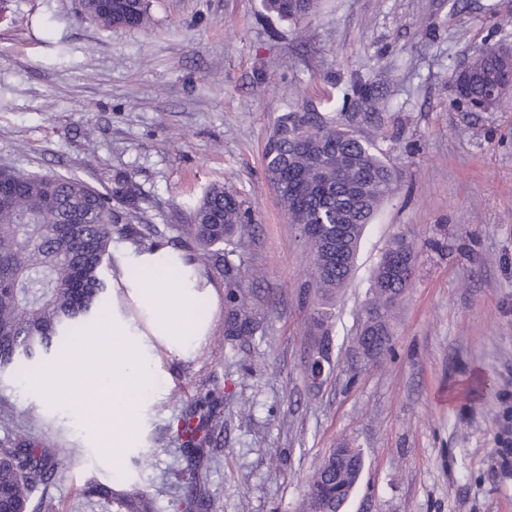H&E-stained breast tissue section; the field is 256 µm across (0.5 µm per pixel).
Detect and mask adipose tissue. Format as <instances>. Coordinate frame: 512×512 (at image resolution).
Listing matches in <instances>:
<instances>
[{"mask_svg": "<svg viewBox=\"0 0 512 512\" xmlns=\"http://www.w3.org/2000/svg\"><path fill=\"white\" fill-rule=\"evenodd\" d=\"M112 255L111 313L92 327L91 344L58 358L32 383L48 400L88 405V430L120 460L141 444L148 411L161 398V355L196 353L218 295L191 255L167 243L118 245Z\"/></svg>", "mask_w": 512, "mask_h": 512, "instance_id": "ef3b65f1", "label": "adipose tissue"}]
</instances>
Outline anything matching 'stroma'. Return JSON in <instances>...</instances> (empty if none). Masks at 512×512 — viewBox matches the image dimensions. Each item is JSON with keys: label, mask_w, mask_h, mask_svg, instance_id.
Here are the masks:
<instances>
[{"label": "stroma", "mask_w": 512, "mask_h": 512, "mask_svg": "<svg viewBox=\"0 0 512 512\" xmlns=\"http://www.w3.org/2000/svg\"><path fill=\"white\" fill-rule=\"evenodd\" d=\"M142 27H99L81 0H0V168L75 176L99 190L136 182L130 223L189 242L191 201L210 184L237 193L253 221L232 257L259 325L224 341L227 303L193 357H162L164 399L149 411V466L91 448L76 407L0 381V402L32 433L70 448L50 488L62 506L86 479L124 476L179 512L173 419L199 393L224 395V432L204 477L209 512H300L316 464L356 447L344 512H512V102L460 106L451 81L477 47L512 46V0H320L296 24L262 0H148ZM264 85H257V77ZM372 84L377 122L356 126L399 180L367 226L355 273L332 309L321 386L308 372L312 255L264 172L287 111H344ZM418 252L391 350L359 356L370 271L388 240Z\"/></svg>", "instance_id": "1"}]
</instances>
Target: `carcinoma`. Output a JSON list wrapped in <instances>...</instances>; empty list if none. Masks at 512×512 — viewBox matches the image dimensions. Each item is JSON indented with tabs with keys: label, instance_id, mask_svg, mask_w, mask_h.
<instances>
[{
	"label": "carcinoma",
	"instance_id": "obj_1",
	"mask_svg": "<svg viewBox=\"0 0 512 512\" xmlns=\"http://www.w3.org/2000/svg\"><path fill=\"white\" fill-rule=\"evenodd\" d=\"M318 0H263L264 9L281 20L298 22L311 15ZM100 27H141L147 24L145 0H111L88 13ZM459 99L480 100L486 83L498 87L502 99L512 92L508 49L484 45L473 51L469 65L454 76ZM369 89L352 86L356 112L329 116L319 112H284L264 150L266 177L289 223L345 229L340 258L329 252L332 231L306 232L313 254L309 271L318 303L312 321L321 336L330 333V303L349 281L368 224L395 190L397 176L370 141L349 129L368 122L359 108ZM127 208L139 199L136 184L119 178L112 193H103L77 177L0 170V377L20 384L29 371L52 360L73 337L86 335L101 308L112 298L107 272L112 270V245L128 241L152 246L154 238L129 223ZM193 258L203 272L218 271L227 281L231 306L224 325L227 340L249 341L258 325L238 300L230 256L241 244L240 232L252 223L251 212L236 194L220 184L209 186L193 207ZM415 265L413 247L393 237L371 273L365 321L359 334L370 356L390 345L389 324L414 279L392 270L395 258ZM224 395L209 390L183 409L176 431L182 440L183 466L178 474L188 487L184 512L204 504L202 464L214 437L224 431ZM14 415L0 411V512H60L48 493L52 478L70 450L52 439L13 430ZM363 466L357 448H334L308 482L303 512H342ZM74 512H156V502L136 482L116 489L88 479Z\"/></svg>",
	"mask_w": 512,
	"mask_h": 512
}]
</instances>
